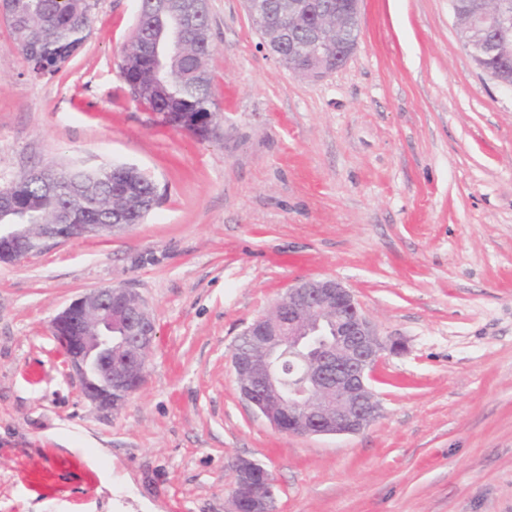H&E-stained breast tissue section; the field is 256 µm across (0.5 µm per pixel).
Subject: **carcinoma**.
Instances as JSON below:
<instances>
[{"label": "carcinoma", "instance_id": "1", "mask_svg": "<svg viewBox=\"0 0 512 512\" xmlns=\"http://www.w3.org/2000/svg\"><path fill=\"white\" fill-rule=\"evenodd\" d=\"M185 0H140L138 23L123 50L122 73L139 103L165 116L175 111L213 117L217 104L209 59L208 0H200L194 25L179 28ZM14 47L30 72L55 74L83 45L90 27L87 0H10ZM166 54L159 74L147 61L150 47ZM157 187L147 175L114 165L109 170H79L54 192L43 181L17 179L13 201L28 211L30 224H54L65 209L85 224L124 220L136 223L133 201H156Z\"/></svg>", "mask_w": 512, "mask_h": 512}]
</instances>
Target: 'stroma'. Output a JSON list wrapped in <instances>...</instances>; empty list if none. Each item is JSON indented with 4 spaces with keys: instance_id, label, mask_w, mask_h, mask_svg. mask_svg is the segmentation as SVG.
Segmentation results:
<instances>
[{
    "instance_id": "1",
    "label": "stroma",
    "mask_w": 512,
    "mask_h": 512,
    "mask_svg": "<svg viewBox=\"0 0 512 512\" xmlns=\"http://www.w3.org/2000/svg\"><path fill=\"white\" fill-rule=\"evenodd\" d=\"M88 3L52 76L0 20V190L125 164L159 201L119 235L0 263V512H229L240 458L271 474L276 512H512V92L464 47L451 0H361L354 53L321 79L260 49L243 0H208L204 136L129 94L137 0ZM301 276L340 280L402 345L359 434L279 432L240 394L236 340ZM112 286L157 331L118 411L51 331Z\"/></svg>"
}]
</instances>
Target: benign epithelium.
Listing matches in <instances>:
<instances>
[{
	"mask_svg": "<svg viewBox=\"0 0 512 512\" xmlns=\"http://www.w3.org/2000/svg\"><path fill=\"white\" fill-rule=\"evenodd\" d=\"M360 0H336L328 7L336 30L359 29ZM468 26L482 36L463 37L477 65L500 86L512 91V0H470ZM358 43L354 36L336 39V48L312 55L304 42L276 30L262 47L276 60L288 47L287 68L311 78L340 69ZM128 224H57L0 222V262L15 263L59 241L110 237ZM248 344L233 347L232 367L243 384L241 396L281 432L301 436L358 434L375 422L383 406L370 380L385 352L399 349L384 343L353 293L332 278H304L247 327ZM61 345L85 394L102 407L122 408L132 385L147 376L156 329L144 300L123 287L92 289L74 300L53 321ZM298 362L297 387L282 398V359ZM230 490V512H274L275 483L259 464L238 460Z\"/></svg>",
	"mask_w": 512,
	"mask_h": 512,
	"instance_id": "7a95c632",
	"label": "benign epithelium"
}]
</instances>
